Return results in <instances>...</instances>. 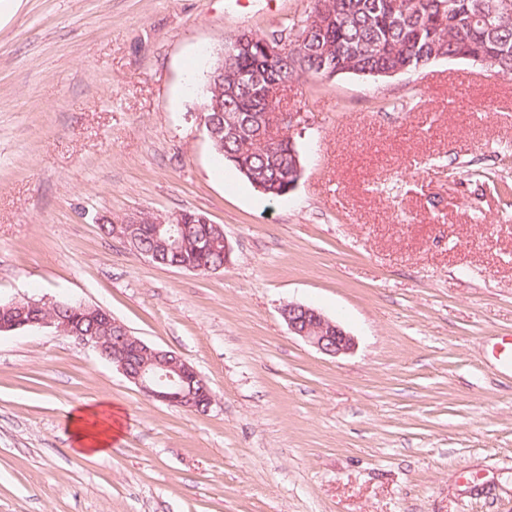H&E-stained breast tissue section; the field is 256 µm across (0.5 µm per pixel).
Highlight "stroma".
<instances>
[{"mask_svg":"<svg viewBox=\"0 0 512 512\" xmlns=\"http://www.w3.org/2000/svg\"><path fill=\"white\" fill-rule=\"evenodd\" d=\"M311 8L0 0V301L104 308L214 395L170 407L73 338L1 336L0 512H512V77L440 59L291 86L303 174L267 198L196 88L225 42ZM182 210L222 225L223 270L101 229ZM288 302L354 350L292 334ZM101 403L122 433L79 456L69 416ZM280 312L292 334L301 337L325 355L336 357L355 346L354 336L314 308L288 303L283 305Z\"/></svg>","mask_w":512,"mask_h":512,"instance_id":"35a3bbf8","label":"stroma"}]
</instances>
